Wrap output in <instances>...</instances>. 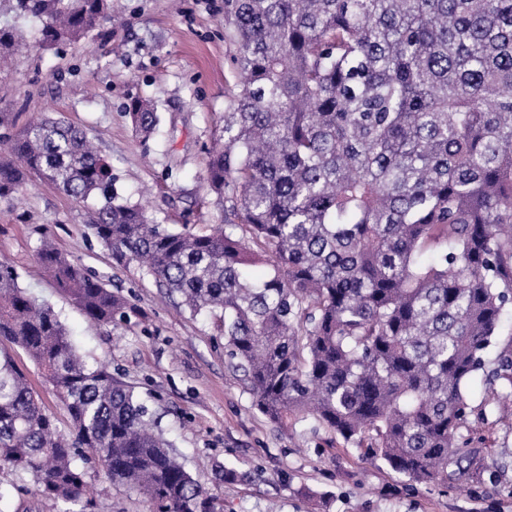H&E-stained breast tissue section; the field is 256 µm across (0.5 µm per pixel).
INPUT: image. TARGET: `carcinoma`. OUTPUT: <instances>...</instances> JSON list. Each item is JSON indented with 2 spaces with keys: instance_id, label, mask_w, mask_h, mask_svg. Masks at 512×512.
Returning <instances> with one entry per match:
<instances>
[{
  "instance_id": "cac0c4a2",
  "label": "carcinoma",
  "mask_w": 512,
  "mask_h": 512,
  "mask_svg": "<svg viewBox=\"0 0 512 512\" xmlns=\"http://www.w3.org/2000/svg\"><path fill=\"white\" fill-rule=\"evenodd\" d=\"M107 0H14L41 45L82 38ZM237 91L207 182L237 222L155 223L119 200L81 129L42 116L4 139L0 201L32 179L97 200L87 224L192 312L223 317L224 348L260 412L313 421L416 483L461 486L480 449L461 429L481 372L512 401V343L487 349L512 305V0H224ZM19 37L0 26V54ZM150 137L156 106L130 99ZM37 258L91 319L127 302L45 242ZM261 263L260 278L245 269ZM48 377L70 432L0 357V472L56 512H102L77 461L92 453L150 512H224L178 461L131 386L90 364L57 315L0 260V342Z\"/></svg>"
}]
</instances>
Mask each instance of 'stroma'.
<instances>
[{
  "mask_svg": "<svg viewBox=\"0 0 512 512\" xmlns=\"http://www.w3.org/2000/svg\"><path fill=\"white\" fill-rule=\"evenodd\" d=\"M112 10L119 22L46 51L38 23L17 20L11 0H0V25H19L26 36L0 59V133L46 114L65 119L95 140L119 195L144 202L156 223H227L224 201L206 183L207 150L224 128L235 82L224 0H114ZM134 96L151 99L161 117L146 140L126 115ZM89 207L32 182L18 200L0 201V258L28 295L53 309L88 361L107 364L161 415L179 461L218 489L224 512H512V424L483 376L467 384L472 413L463 433L482 448L485 472L463 489L410 483L322 428L279 429L231 366L219 314H191L138 266L117 263L87 227ZM45 241L124 297L135 315L109 326L87 317L43 275L37 251ZM0 351L68 429L41 370L13 344ZM224 468L236 480L217 483Z\"/></svg>",
  "mask_w": 512,
  "mask_h": 512,
  "instance_id": "stroma-1",
  "label": "stroma"
}]
</instances>
